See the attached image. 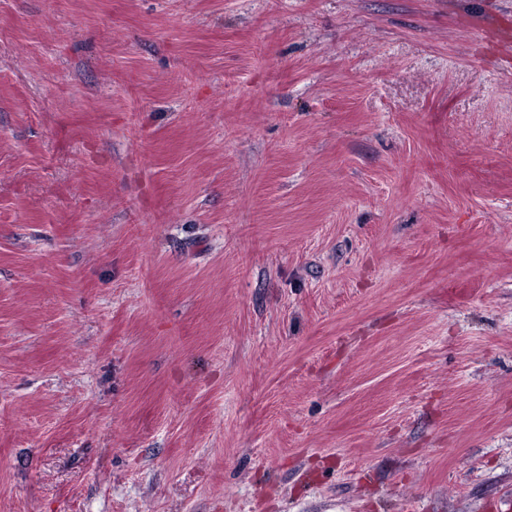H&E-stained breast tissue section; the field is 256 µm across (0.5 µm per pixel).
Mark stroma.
Masks as SVG:
<instances>
[{"instance_id":"1","label":"stroma","mask_w":512,"mask_h":512,"mask_svg":"<svg viewBox=\"0 0 512 512\" xmlns=\"http://www.w3.org/2000/svg\"><path fill=\"white\" fill-rule=\"evenodd\" d=\"M512 0H0V512H512Z\"/></svg>"}]
</instances>
